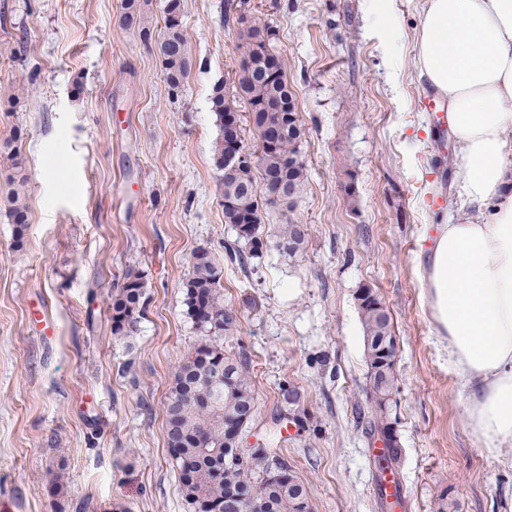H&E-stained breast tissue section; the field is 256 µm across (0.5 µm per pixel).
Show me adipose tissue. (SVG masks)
<instances>
[{"instance_id":"ef3b65f1","label":"adipose tissue","mask_w":512,"mask_h":512,"mask_svg":"<svg viewBox=\"0 0 512 512\" xmlns=\"http://www.w3.org/2000/svg\"><path fill=\"white\" fill-rule=\"evenodd\" d=\"M418 77L448 104L475 219L447 224L424 279L432 322L486 456L512 447V0H423Z\"/></svg>"}]
</instances>
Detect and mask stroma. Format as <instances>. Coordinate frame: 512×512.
Instances as JSON below:
<instances>
[{
    "mask_svg": "<svg viewBox=\"0 0 512 512\" xmlns=\"http://www.w3.org/2000/svg\"><path fill=\"white\" fill-rule=\"evenodd\" d=\"M421 2L396 0L389 48L371 0H248L277 32L306 127L295 215L310 234L298 256L244 268L224 253L236 235L212 160L208 95L242 57L224 0H184L194 65L175 97L152 42L164 0L127 27L123 0H0V183L17 130L29 177L23 247L0 206V512H192L165 401L199 340L183 284L201 247L224 263L236 313L224 351L246 357L256 397L240 445L276 450L313 512H382L358 420L364 285L398 342L402 512H503L512 462L487 457L473 435L423 291L428 229L473 211L455 186L460 149L426 112L434 94L413 71ZM130 269L145 276L146 311L136 335L119 337L109 303ZM43 302L49 336L29 321Z\"/></svg>",
    "mask_w": 512,
    "mask_h": 512,
    "instance_id": "1",
    "label": "stroma"
}]
</instances>
